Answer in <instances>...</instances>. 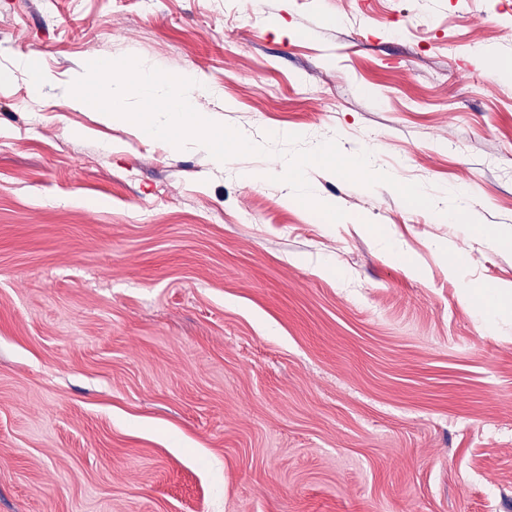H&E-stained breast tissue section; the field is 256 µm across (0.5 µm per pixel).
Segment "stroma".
Listing matches in <instances>:
<instances>
[{
	"mask_svg": "<svg viewBox=\"0 0 512 512\" xmlns=\"http://www.w3.org/2000/svg\"><path fill=\"white\" fill-rule=\"evenodd\" d=\"M129 55L435 210L309 168L332 224L73 106ZM1 70L0 512H512V326L467 296L512 287V0H0Z\"/></svg>",
	"mask_w": 512,
	"mask_h": 512,
	"instance_id": "obj_1",
	"label": "stroma"
}]
</instances>
